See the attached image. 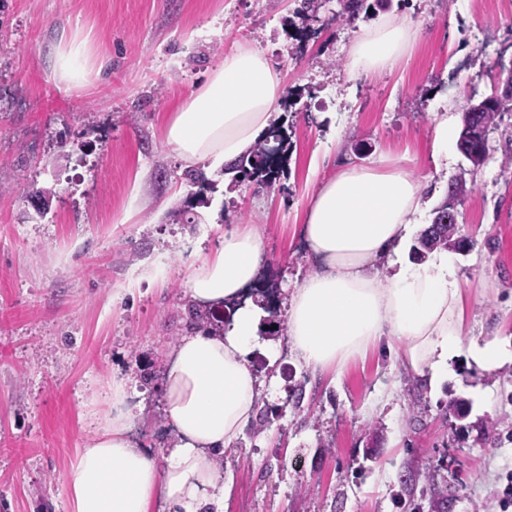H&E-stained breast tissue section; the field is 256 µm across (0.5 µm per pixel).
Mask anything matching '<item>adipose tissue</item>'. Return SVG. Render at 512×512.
Returning a JSON list of instances; mask_svg holds the SVG:
<instances>
[{
  "instance_id": "ef3b65f1",
  "label": "adipose tissue",
  "mask_w": 512,
  "mask_h": 512,
  "mask_svg": "<svg viewBox=\"0 0 512 512\" xmlns=\"http://www.w3.org/2000/svg\"><path fill=\"white\" fill-rule=\"evenodd\" d=\"M415 32L381 17L361 27L351 49L353 73L393 67ZM103 64L82 31L61 38L52 58L66 87L96 80ZM283 79L265 54L241 45L210 70L205 82L168 112L167 145L186 166L219 168L261 140L279 122ZM401 155L351 164L310 197L302 226L315 271L288 300L286 334L306 366L341 373L368 348L387 344L419 377L435 384L460 352L487 371L512 364V344L466 343L469 300L452 255L408 261L427 202L422 181ZM267 255L259 229L225 227L218 247L186 275L202 308L228 307L220 332L191 331L173 349L164 378V413L177 441L163 460L140 448L130 432L137 417L127 380L114 375L111 413L81 448L66 480L71 512H223L224 474L216 455L236 440L255 414L260 384L250 364L261 309L246 293Z\"/></svg>"
}]
</instances>
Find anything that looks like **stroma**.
<instances>
[{"mask_svg": "<svg viewBox=\"0 0 512 512\" xmlns=\"http://www.w3.org/2000/svg\"><path fill=\"white\" fill-rule=\"evenodd\" d=\"M297 5L7 0L0 10V512H68L66 477L110 411L113 375L143 409L133 438L158 458L173 447L163 376L189 330L188 267L225 225L256 224L263 280L295 288L315 268L301 235L308 198L347 164L407 155L435 206L470 171L474 190L458 208L473 242L459 255L468 338H512V117L490 131L480 169L459 152L446 167L432 158L436 116L490 95L495 66H512V0H365L352 25L333 21L340 3L327 0L305 37L291 24ZM385 15L416 30L410 52L352 75L360 26ZM77 29L107 65L91 86L68 90L51 57ZM240 44L283 78L287 166L271 190L211 172L217 189L198 205L162 120ZM45 187L40 216L32 195ZM251 363L270 415L224 450V512H436L441 497L452 512H501L511 364L486 371L463 352L433 390L377 347L337 376L291 352L258 350ZM458 398L471 405L463 419L448 411ZM488 417L501 422L491 442L479 429Z\"/></svg>", "mask_w": 512, "mask_h": 512, "instance_id": "1", "label": "stroma"}]
</instances>
